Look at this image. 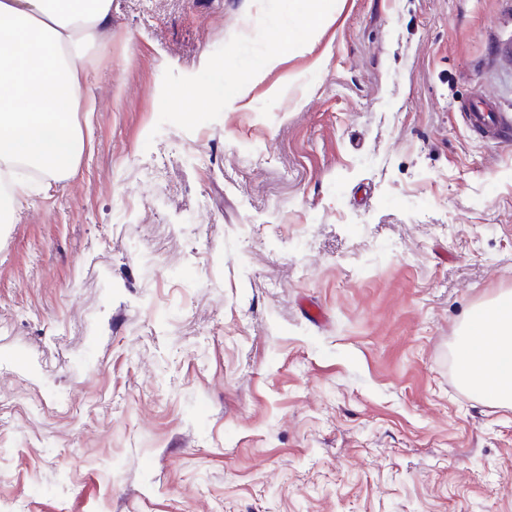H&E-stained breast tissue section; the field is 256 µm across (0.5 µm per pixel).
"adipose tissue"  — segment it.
<instances>
[{
  "instance_id": "1",
  "label": "adipose tissue",
  "mask_w": 512,
  "mask_h": 512,
  "mask_svg": "<svg viewBox=\"0 0 512 512\" xmlns=\"http://www.w3.org/2000/svg\"><path fill=\"white\" fill-rule=\"evenodd\" d=\"M112 28V0H0V223L35 193L16 165L44 179L72 175L86 142L77 118L90 94L85 64ZM464 387L512 408V292L475 308L458 342Z\"/></svg>"
}]
</instances>
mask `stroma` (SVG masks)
<instances>
[{
	"label": "stroma",
	"instance_id": "obj_1",
	"mask_svg": "<svg viewBox=\"0 0 512 512\" xmlns=\"http://www.w3.org/2000/svg\"><path fill=\"white\" fill-rule=\"evenodd\" d=\"M307 9L112 0L77 169L0 224V512H512L456 370L512 290V139L462 119L512 113V0L279 45ZM464 116L472 127L484 133L502 135L508 132L510 125L512 128V116L506 112H498L495 102L488 97H481L473 102Z\"/></svg>",
	"mask_w": 512,
	"mask_h": 512
}]
</instances>
